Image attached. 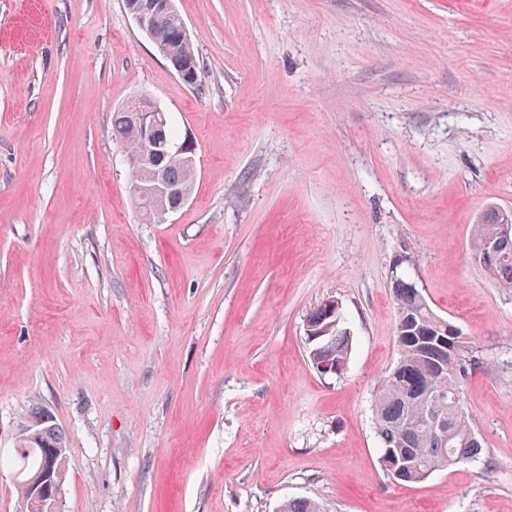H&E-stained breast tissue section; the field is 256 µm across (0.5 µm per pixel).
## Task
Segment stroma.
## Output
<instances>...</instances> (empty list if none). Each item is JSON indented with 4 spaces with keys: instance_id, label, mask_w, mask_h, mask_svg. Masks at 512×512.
I'll return each instance as SVG.
<instances>
[{
    "instance_id": "obj_1",
    "label": "stroma",
    "mask_w": 512,
    "mask_h": 512,
    "mask_svg": "<svg viewBox=\"0 0 512 512\" xmlns=\"http://www.w3.org/2000/svg\"><path fill=\"white\" fill-rule=\"evenodd\" d=\"M202 85L122 0H0V451L42 408L60 512H512V290L470 255L512 210V0H175ZM148 92L196 146L139 223L112 113ZM475 340L477 461L401 485L373 402L398 255ZM341 307V377L306 318ZM503 212L509 217L505 209L498 207L488 208L481 216L480 222L475 224L470 238V252L475 264L484 272V274L501 288H512V239L505 242L501 247V253L492 269V275H488L485 268L477 260L485 247V243L491 237L497 228V225L503 220ZM504 216L500 225L499 236L508 237L512 230V220Z\"/></svg>"
}]
</instances>
